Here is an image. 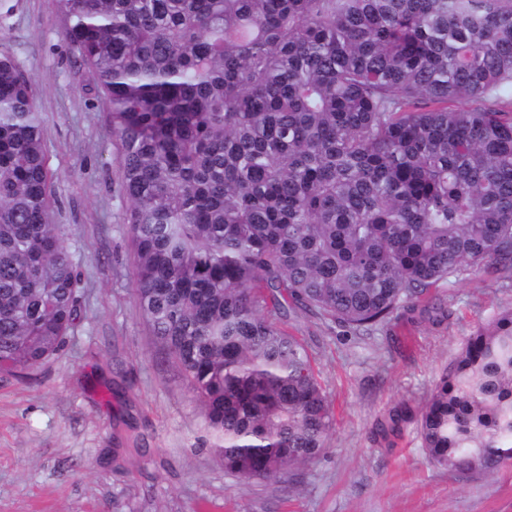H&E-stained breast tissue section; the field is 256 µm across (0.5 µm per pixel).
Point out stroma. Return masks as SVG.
Returning <instances> with one entry per match:
<instances>
[{"label": "stroma", "instance_id": "obj_1", "mask_svg": "<svg viewBox=\"0 0 512 512\" xmlns=\"http://www.w3.org/2000/svg\"><path fill=\"white\" fill-rule=\"evenodd\" d=\"M0 51L35 81L60 224L81 259V312L39 367L0 373V512H512V464L435 467L414 414L466 337L512 309V280L442 286L444 324L412 312L367 336L285 318L331 397L325 452L295 479L245 481L201 448L203 408L150 334L109 112L64 39L57 0H0Z\"/></svg>", "mask_w": 512, "mask_h": 512}]
</instances>
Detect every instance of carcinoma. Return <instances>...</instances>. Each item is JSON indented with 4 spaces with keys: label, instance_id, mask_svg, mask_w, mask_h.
Listing matches in <instances>:
<instances>
[{
    "label": "carcinoma",
    "instance_id": "1",
    "mask_svg": "<svg viewBox=\"0 0 512 512\" xmlns=\"http://www.w3.org/2000/svg\"><path fill=\"white\" fill-rule=\"evenodd\" d=\"M105 97L138 307L244 480L315 460L335 415L293 309L355 336L448 319L512 278V0H57ZM36 92L0 53V371L64 345L78 260L53 223ZM431 461H512V311L415 419Z\"/></svg>",
    "mask_w": 512,
    "mask_h": 512
}]
</instances>
